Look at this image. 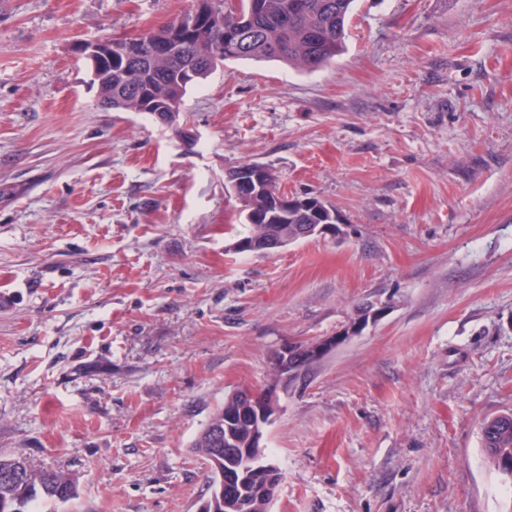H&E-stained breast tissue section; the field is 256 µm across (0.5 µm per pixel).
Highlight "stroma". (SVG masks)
<instances>
[{"label": "stroma", "mask_w": 512, "mask_h": 512, "mask_svg": "<svg viewBox=\"0 0 512 512\" xmlns=\"http://www.w3.org/2000/svg\"><path fill=\"white\" fill-rule=\"evenodd\" d=\"M195 0H0V455L71 475L41 512H200L191 445L293 338L372 318L280 394L272 512H512V0H357L344 51L227 63L176 126L101 109L77 49ZM341 232L236 253L227 173ZM481 447L490 468L512 477V410L485 419L480 428Z\"/></svg>", "instance_id": "35a3bbf8"}]
</instances>
